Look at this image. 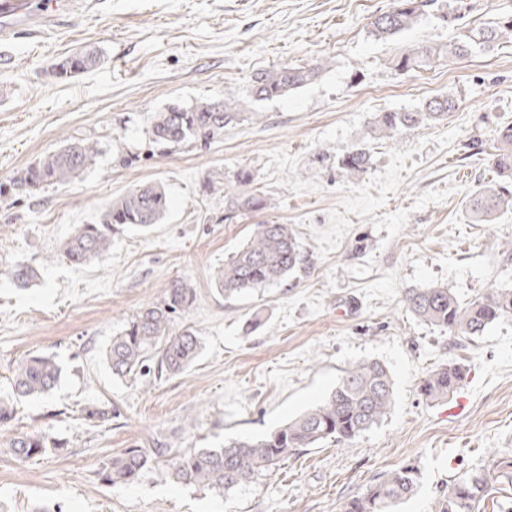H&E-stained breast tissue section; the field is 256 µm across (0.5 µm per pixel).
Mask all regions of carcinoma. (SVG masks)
Masks as SVG:
<instances>
[{
  "label": "carcinoma",
  "instance_id": "1",
  "mask_svg": "<svg viewBox=\"0 0 512 512\" xmlns=\"http://www.w3.org/2000/svg\"><path fill=\"white\" fill-rule=\"evenodd\" d=\"M430 8L440 12L446 24L459 20L457 11L444 10V0H394V6L370 22L372 36L394 39L412 29ZM504 38H512V19L484 27L459 29L446 46L412 45L392 59L399 71L409 72L446 58H464L477 50L489 52ZM99 61L92 50L59 62L52 71L66 79ZM319 67L283 65L257 73L249 87L254 101L281 98L307 85ZM456 107L447 95L433 97L412 110L379 112L369 122L373 138H394L402 131L448 118ZM245 111L240 99L201 101L192 106L173 104L157 112L151 121V136L162 145L208 141L224 127L240 120ZM97 145L90 141L70 142L28 166L11 184L0 183V196L19 186H59L70 183L94 162ZM492 165L501 181L480 186L468 198L470 213L483 221L504 210H512V126L500 132ZM370 162L365 144H356L338 158L346 174L364 171ZM209 189L224 192V223L235 224L244 216L266 208L265 199L252 191H229L218 181ZM167 209V196L160 184L135 188L113 200L98 224H79L61 246L68 261L83 265L107 253L112 231L119 226L148 228L159 223ZM293 228L288 224H257L250 239L224 260L215 276L217 290L230 300L251 288L283 282L288 275L307 268ZM14 285L25 288L38 279V272L24 263L6 270ZM195 301V291L184 279H174L163 297L137 311L105 351L112 376L136 379L153 374L157 380L178 375L195 360L201 346L199 332L173 329L177 317ZM407 308L421 321L450 333L476 338L498 321L512 316V289L491 288L467 304L460 303L447 288L431 285L410 288L405 293ZM466 370L461 362H450L430 371L422 380L420 394L429 401L448 398L456 390L454 377ZM62 368L55 356L34 353L18 362L13 370V395L39 397L48 394L60 379ZM393 402V380L388 367L375 359L352 364L342 371L336 387L321 403L258 439H231L219 448L178 451L163 443L155 448H125L104 464L101 479L109 484L134 481L144 470L163 461L172 479L180 484L203 486L229 493L256 482L259 476L278 466L301 448H316L333 439L349 444L381 423ZM15 457L26 461L47 451H64L67 443L39 433L13 432L8 441ZM512 469L503 460L495 469L475 471L455 478L432 508V512H479L481 502L498 474ZM418 468L407 464L382 475L363 494L353 497L344 512H392L402 500L412 497L418 487Z\"/></svg>",
  "mask_w": 512,
  "mask_h": 512
}]
</instances>
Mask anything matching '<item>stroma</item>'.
<instances>
[{
	"mask_svg": "<svg viewBox=\"0 0 512 512\" xmlns=\"http://www.w3.org/2000/svg\"><path fill=\"white\" fill-rule=\"evenodd\" d=\"M392 0H34L0 41V183L69 142L96 143L95 162L71 183L0 200V397L17 361L54 355L58 385L15 400L12 430L67 442L61 453L15 459L0 436V512H342L375 479L417 464L416 493L397 512H431L454 477L512 457V318L477 339L450 335L405 305L411 288L441 285L467 303L489 287L512 288V211L478 221L468 196L495 180L490 155L512 126V39L489 53L403 73L391 64L413 44L454 35L423 17L394 40L375 39L371 18ZM50 13L48 33L36 32ZM101 63L65 80L55 64L84 46ZM320 64L281 99L246 96L253 75ZM243 98L247 118L210 142L153 143L155 112L178 103ZM448 118L369 143L364 172L338 157L360 142L376 113L436 95ZM250 170L262 213L224 221V195L209 183ZM159 183L161 223L125 227L108 253L74 265L60 246L97 223L112 199ZM293 225L310 267L288 284L227 300L214 276L255 224ZM23 262L26 288L3 277ZM196 290L174 326H191L201 350L162 381L114 378L104 352L113 336L171 280ZM376 359L390 369L394 401L383 421L342 446L297 451L275 471L222 495L171 480L166 464L136 481H102L122 449L215 448L258 438L322 401L343 368ZM459 360L471 380L430 402L419 385ZM115 409L105 422L83 410Z\"/></svg>",
	"mask_w": 512,
	"mask_h": 512,
	"instance_id": "stroma-1",
	"label": "stroma"
}]
</instances>
